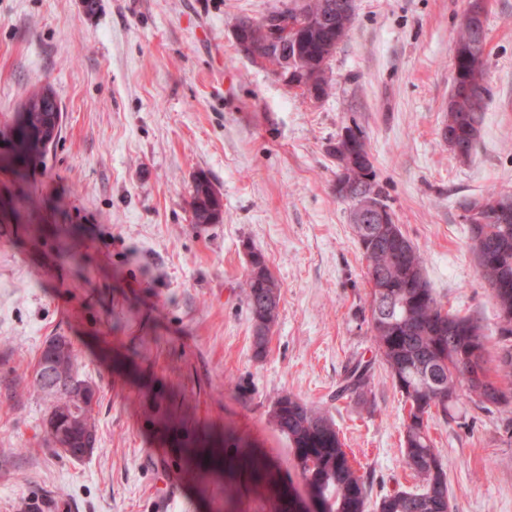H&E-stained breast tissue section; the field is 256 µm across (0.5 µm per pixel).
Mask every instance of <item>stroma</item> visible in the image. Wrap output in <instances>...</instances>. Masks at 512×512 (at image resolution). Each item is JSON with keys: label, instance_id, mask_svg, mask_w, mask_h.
Returning <instances> with one entry per match:
<instances>
[{"label": "stroma", "instance_id": "1", "mask_svg": "<svg viewBox=\"0 0 512 512\" xmlns=\"http://www.w3.org/2000/svg\"><path fill=\"white\" fill-rule=\"evenodd\" d=\"M281 2L0 0V126L41 85L64 113L24 178L0 173V512H224L223 471L161 443L159 408L182 440L220 444L232 428L305 496L270 419L286 394L330 411L372 499L417 487L330 148L345 127L363 130L438 300L494 330L457 202L512 191V0H484L491 95L465 163L440 132L469 0H355L319 100L236 45L237 20ZM201 176L222 223L192 222ZM252 248L280 286L261 359L243 292ZM50 336L72 342L97 389V444L81 460L42 439L47 404L31 380ZM360 359L373 364L366 394L336 398ZM428 427L457 512H512V430L497 408L464 400Z\"/></svg>", "mask_w": 512, "mask_h": 512}]
</instances>
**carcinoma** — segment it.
I'll list each match as a JSON object with an SVG mask.
<instances>
[{"label": "carcinoma", "mask_w": 512, "mask_h": 512, "mask_svg": "<svg viewBox=\"0 0 512 512\" xmlns=\"http://www.w3.org/2000/svg\"><path fill=\"white\" fill-rule=\"evenodd\" d=\"M340 0H308L307 6L317 18V27L301 47L303 66L316 69L324 57L335 50L326 49V38L343 41L353 26L355 13L337 9ZM473 32L468 14H463L454 47L453 70L460 84L468 85L470 94L450 103L446 109L442 130L468 129V135L452 149L461 161L469 160L479 143L482 113L472 111V100H487L490 89L486 83V59L474 54L470 47ZM62 113L50 88L33 93L26 103L0 129V141L11 147L17 167L13 173L21 178L27 168L41 160L61 132ZM336 181L346 185L351 196L342 201L353 204L361 193L373 194L383 206H388L387 192L377 179L374 164L369 162L365 173L338 169ZM192 223L219 224L223 220L220 195L206 179L196 181L191 194ZM353 231L367 262L369 282L383 280L388 293L373 288L370 291V318L378 325L371 327L372 341L390 370L396 387L407 400L436 408L448 415L450 404L459 399V392L478 408L496 407L512 421V391L503 390L490 378V368L484 367L483 379L473 377L463 363L469 344L459 334H448L439 326L442 304L437 300L426 277L424 258L417 245L398 224L389 225L394 241L378 236L376 224L352 223ZM469 249L477 265L479 280L490 289L497 307L495 373L512 377V362L503 364L500 353L512 349V216L497 218L494 223L469 225ZM267 289L251 273H246L244 299L253 328L267 332L277 323L280 289L274 277ZM469 335L480 342L483 363L489 359V336L481 321L472 316L458 317ZM48 342L53 351L45 362H37L34 385L49 401L47 417L42 421L43 440L55 446L66 444L76 449L73 458L81 460L93 453L97 434L92 414L96 388L78 371V354L64 336H53ZM372 365L357 361L346 370L336 396H363L368 390ZM85 386L83 398L70 391L72 383ZM271 421L288 438L296 465L303 479L311 486L320 503V512H456L448 492L447 474L435 451L429 431L404 424L403 461L420 478L416 491L398 490L371 502L366 482L354 468L344 448L336 423L325 409L314 407L290 395L275 403ZM189 454L194 464L224 463V474L231 484L225 486V496L237 492L236 484L244 478L255 481L271 479L270 463L251 450L239 445L232 453L220 454L211 448H192Z\"/></svg>", "instance_id": "1"}]
</instances>
